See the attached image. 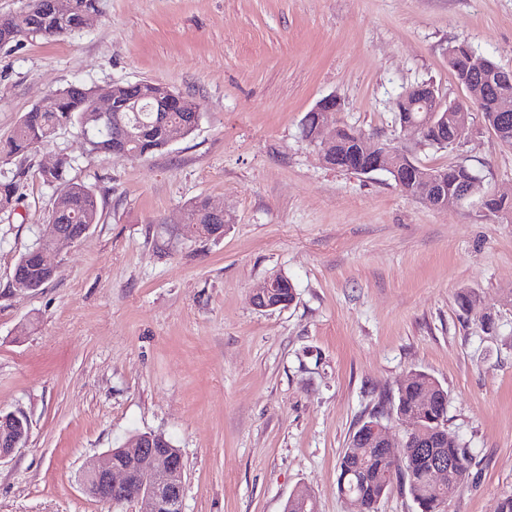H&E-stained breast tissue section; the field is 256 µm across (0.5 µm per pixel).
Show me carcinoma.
<instances>
[{"mask_svg": "<svg viewBox=\"0 0 512 512\" xmlns=\"http://www.w3.org/2000/svg\"><path fill=\"white\" fill-rule=\"evenodd\" d=\"M94 10V0H63L60 8L52 6V0H26L24 7L13 15L0 19V46L17 43L28 36L57 39L84 28L83 17ZM119 98L127 101L133 97L138 101L139 111L126 108L112 113V119L96 118L92 109L95 90L82 85H71L52 92L36 103L18 121L13 133L0 144V163L6 165L14 158H26L41 146L52 141L63 129L76 128L88 140L90 151L129 159H139L166 148L169 130L176 125L184 126L183 137H188L198 124L193 112L196 103L188 96L180 97L181 106L173 112L158 115L143 112L157 96L168 95V88L153 83H143L131 90L125 85H116ZM70 159L62 155L51 177L39 174L42 182L56 188L50 221L61 225L63 232L73 240L83 237V232L99 223L100 207L96 195L84 184L65 179ZM482 178L465 165L448 168V187H453L460 178ZM18 191L17 181L0 173V211L12 207ZM213 223L205 199L192 203L186 212L189 233L210 231ZM41 246L37 242L20 255L14 266V277L25 284V288H39L50 281L54 272L41 267L34 258V250ZM432 383V376L415 372L409 381L398 387L396 409L417 408L426 420L421 435L412 438L401 448L403 464L396 465L391 453L374 445L370 433L351 440L340 463L338 477L339 491L346 503L347 512L357 505L358 512H375V505L390 489L393 479L402 477L408 492L420 512H442V503L448 494L468 483L469 460L458 437L448 433L444 441L434 440L432 433L435 422H444L448 408V392L441 391L439 398L424 405L420 402L419 391ZM432 454L446 461L458 463L452 473V488H433L423 479V469L417 463L420 453Z\"/></svg>", "mask_w": 512, "mask_h": 512, "instance_id": "carcinoma-1", "label": "carcinoma"}]
</instances>
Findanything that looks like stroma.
<instances>
[{
	"instance_id": "35a3bbf8",
	"label": "stroma",
	"mask_w": 512,
	"mask_h": 512,
	"mask_svg": "<svg viewBox=\"0 0 512 512\" xmlns=\"http://www.w3.org/2000/svg\"><path fill=\"white\" fill-rule=\"evenodd\" d=\"M461 40L512 68V0H95L83 30L0 46L1 140L74 83L151 81L201 112L142 159L90 153L71 128L7 164L19 190L0 212V412L31 430L0 460V512H109L79 475L145 432L182 453L183 512H283L298 489L318 512H346L350 438L375 414L402 440L392 400L415 370L447 390L471 458L445 512H497L512 494V222L327 166L302 136L333 95L341 124L512 197V147L492 131L428 147L393 108L420 82L462 99L446 54ZM61 154L101 219L61 246L52 280L19 292L18 257L52 232L37 169ZM198 199L223 207L222 238L186 232ZM276 273L294 301L256 310L254 287ZM465 290L485 303L466 318Z\"/></svg>"
}]
</instances>
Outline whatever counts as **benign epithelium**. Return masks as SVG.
Masks as SVG:
<instances>
[{"label": "benign epithelium", "instance_id": "obj_1", "mask_svg": "<svg viewBox=\"0 0 512 512\" xmlns=\"http://www.w3.org/2000/svg\"><path fill=\"white\" fill-rule=\"evenodd\" d=\"M454 58L466 63L467 71L475 76V80L465 85L466 102L449 101L440 95L430 83L409 88L403 96L425 105L422 114L416 119L405 120L401 127L413 131L418 139H423L430 129H444L453 124L454 141H463L473 132L472 113L483 112L480 103L486 98L488 91L501 98L512 94V70L500 68L494 77L491 88L478 80L488 68V62L475 56L467 44L462 42L455 50ZM119 101L111 97L106 89L95 95L94 110L105 115L114 111ZM313 111L320 117L312 133V142H319L323 130L336 124V113L342 111L339 100L327 96L319 100ZM349 136L356 146L371 157V161L358 169L360 174L375 171H386L398 186L408 181L416 184L419 199L435 208L458 206L463 202L475 199L486 213H497L492 200L500 199L496 194H477L470 184L462 182L457 190L448 193V181L444 173L436 168H429L414 163L408 155L387 148L375 138L364 133L351 132ZM339 140L320 142L323 159L331 167H339L341 154L338 153ZM278 277L266 279L254 292L253 304L259 310L270 308L267 299L272 289L277 287ZM126 463L118 462L114 452H109L108 461L104 465H93L84 468L80 475V484L84 492L100 501L109 504L134 503L138 512H183L182 498L185 465L182 456L174 448H162L154 433H143L131 438L127 447L121 449ZM425 471L433 485H441L448 471L455 468L452 463L442 459L423 456Z\"/></svg>", "mask_w": 512, "mask_h": 512}]
</instances>
